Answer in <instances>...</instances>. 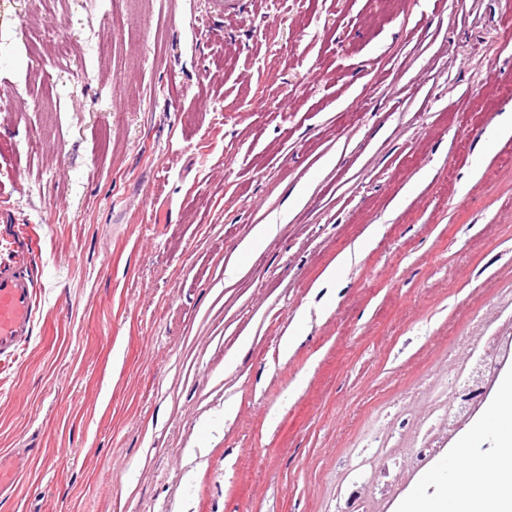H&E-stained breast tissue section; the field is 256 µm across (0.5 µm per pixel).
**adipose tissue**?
I'll list each match as a JSON object with an SVG mask.
<instances>
[{
	"instance_id": "adipose-tissue-1",
	"label": "adipose tissue",
	"mask_w": 512,
	"mask_h": 512,
	"mask_svg": "<svg viewBox=\"0 0 512 512\" xmlns=\"http://www.w3.org/2000/svg\"><path fill=\"white\" fill-rule=\"evenodd\" d=\"M479 430L494 431L500 451L489 463L475 460L468 451V438H461L457 478L437 476L440 486L432 497L414 492L401 512H512V375L505 376Z\"/></svg>"
}]
</instances>
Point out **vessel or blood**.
I'll return each mask as SVG.
<instances>
[{
    "label": "vessel or blood",
    "mask_w": 512,
    "mask_h": 512,
    "mask_svg": "<svg viewBox=\"0 0 512 512\" xmlns=\"http://www.w3.org/2000/svg\"><path fill=\"white\" fill-rule=\"evenodd\" d=\"M4 238L14 253L13 258L0 261V362L7 363L17 358L30 339L38 303L36 283L23 264L29 239L14 224Z\"/></svg>",
    "instance_id": "obj_1"
}]
</instances>
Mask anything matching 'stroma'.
Returning <instances> with one entry per match:
<instances>
[{
    "instance_id": "35a3bbf8",
    "label": "stroma",
    "mask_w": 512,
    "mask_h": 512,
    "mask_svg": "<svg viewBox=\"0 0 512 512\" xmlns=\"http://www.w3.org/2000/svg\"><path fill=\"white\" fill-rule=\"evenodd\" d=\"M240 2L0 0V211L38 286L0 512H400L462 437L497 453L512 0ZM467 344L496 369L452 424Z\"/></svg>"
}]
</instances>
